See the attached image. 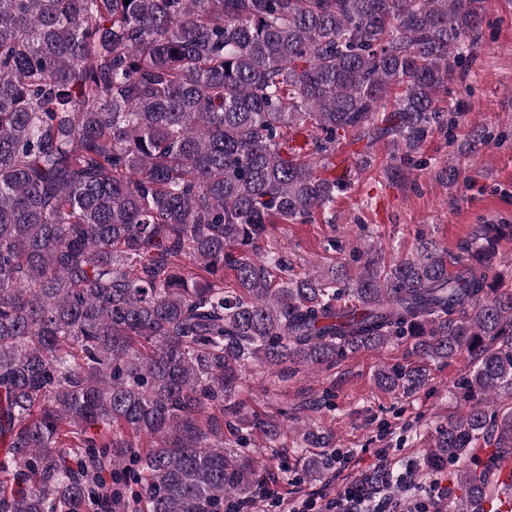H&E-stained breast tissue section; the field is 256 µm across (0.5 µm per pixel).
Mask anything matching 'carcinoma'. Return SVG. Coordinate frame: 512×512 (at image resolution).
I'll return each mask as SVG.
<instances>
[{"mask_svg": "<svg viewBox=\"0 0 512 512\" xmlns=\"http://www.w3.org/2000/svg\"><path fill=\"white\" fill-rule=\"evenodd\" d=\"M482 20V0H0V512L238 508L261 472L249 437L224 449L242 369L281 379L403 337L417 360L379 370L384 390L474 357L473 405L428 464L494 438L460 508L491 496L512 457V408L491 405L512 394V292L491 276L512 225H480L453 275L423 238L344 281L290 277L268 239L351 189L346 133L409 161L447 125L439 94Z\"/></svg>", "mask_w": 512, "mask_h": 512, "instance_id": "cac0c4a2", "label": "carcinoma"}]
</instances>
